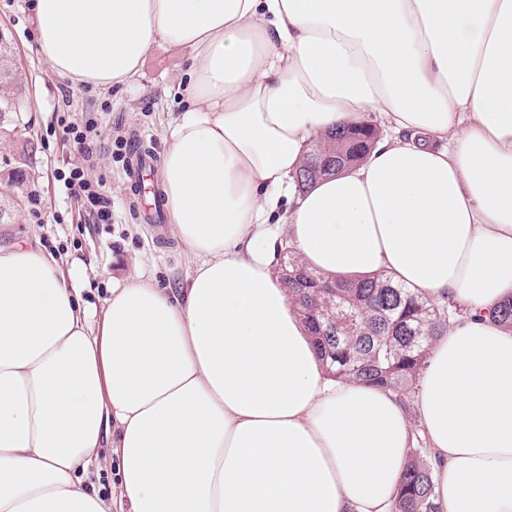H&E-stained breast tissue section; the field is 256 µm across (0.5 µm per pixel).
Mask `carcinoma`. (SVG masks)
<instances>
[{"instance_id":"1","label":"carcinoma","mask_w":512,"mask_h":512,"mask_svg":"<svg viewBox=\"0 0 512 512\" xmlns=\"http://www.w3.org/2000/svg\"><path fill=\"white\" fill-rule=\"evenodd\" d=\"M0 50V124L17 109L19 87ZM379 128L369 120L332 131L310 144L297 175L299 189L341 172L364 158ZM281 282L303 316L328 377L393 391L404 401L418 388L435 338L460 315L393 282L384 273L324 280L301 265L293 247L283 248ZM392 512H439L433 468L425 449L413 448L394 497Z\"/></svg>"}]
</instances>
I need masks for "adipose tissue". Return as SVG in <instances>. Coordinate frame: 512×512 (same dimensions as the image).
I'll use <instances>...</instances> for the list:
<instances>
[{
	"instance_id": "adipose-tissue-1",
	"label": "adipose tissue",
	"mask_w": 512,
	"mask_h": 512,
	"mask_svg": "<svg viewBox=\"0 0 512 512\" xmlns=\"http://www.w3.org/2000/svg\"><path fill=\"white\" fill-rule=\"evenodd\" d=\"M51 74L132 83L188 51L159 170L182 288L102 308L38 239L0 245V512H391L413 428L441 512H512V0H36ZM380 117L361 164L294 176L316 137ZM326 278L378 271L468 313L414 413L327 378L276 242ZM111 442L117 502L81 471Z\"/></svg>"
}]
</instances>
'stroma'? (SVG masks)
Listing matches in <instances>:
<instances>
[{
  "mask_svg": "<svg viewBox=\"0 0 512 512\" xmlns=\"http://www.w3.org/2000/svg\"><path fill=\"white\" fill-rule=\"evenodd\" d=\"M34 3L0 0V40L26 88L18 112L0 136V174L18 166L17 142H26L29 153L15 199L0 200L12 212V239L38 237L46 251L86 272L92 286L85 295L96 304L108 297L113 281L140 275L165 288L180 287L190 263L178 250L171 224L145 222L149 197L133 192L127 167L135 142L162 156L164 130L177 115L188 80L187 51L153 49L128 86L104 93L89 86L74 88L52 75L39 56ZM66 120L93 126L88 142L96 160L89 175L105 182L111 223H93L83 200L64 185L63 174L80 159L76 145L63 134ZM33 193L42 200L37 219L30 213Z\"/></svg>",
  "mask_w": 512,
  "mask_h": 512,
  "instance_id": "stroma-1",
  "label": "stroma"
}]
</instances>
